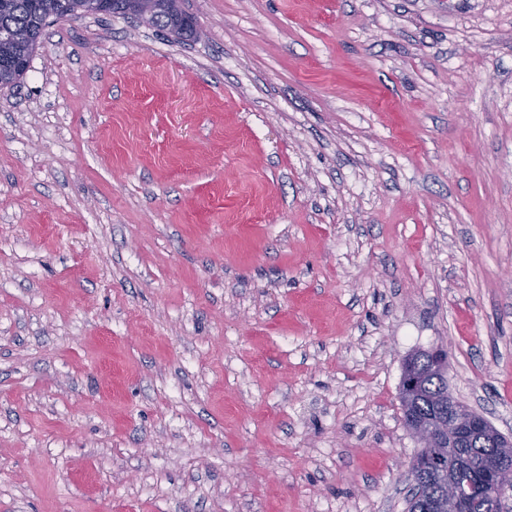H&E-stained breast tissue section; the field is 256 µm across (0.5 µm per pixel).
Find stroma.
Returning <instances> with one entry per match:
<instances>
[{
	"label": "stroma",
	"instance_id": "stroma-1",
	"mask_svg": "<svg viewBox=\"0 0 512 512\" xmlns=\"http://www.w3.org/2000/svg\"><path fill=\"white\" fill-rule=\"evenodd\" d=\"M0 89V512H408L403 362L512 437V0H183ZM151 2V17L149 13L139 16L142 24L173 33L176 36H196L197 30L190 16L179 6L178 0H148Z\"/></svg>",
	"mask_w": 512,
	"mask_h": 512
}]
</instances>
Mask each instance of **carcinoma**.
<instances>
[{"label":"carcinoma","instance_id":"1","mask_svg":"<svg viewBox=\"0 0 512 512\" xmlns=\"http://www.w3.org/2000/svg\"><path fill=\"white\" fill-rule=\"evenodd\" d=\"M151 26L179 37L195 36L197 30L179 0H150ZM140 0H103L104 15L136 16ZM87 15V0H0V88L17 86L28 71L38 48V39L50 21ZM437 353L418 352L406 361L403 378L416 377L414 395L409 400L414 423H434L448 412V385L444 370L436 367ZM483 448H423L419 451L421 467L418 480L421 495L413 498L409 512H425L439 493L440 468L461 466L459 480L474 489L487 484L480 460Z\"/></svg>","mask_w":512,"mask_h":512}]
</instances>
